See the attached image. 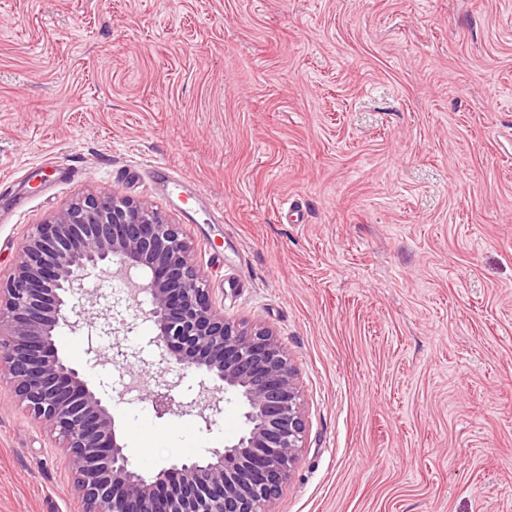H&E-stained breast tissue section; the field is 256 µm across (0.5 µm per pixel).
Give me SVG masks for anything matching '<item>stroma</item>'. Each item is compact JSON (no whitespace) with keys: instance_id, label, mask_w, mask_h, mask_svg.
I'll list each match as a JSON object with an SVG mask.
<instances>
[{"instance_id":"obj_1","label":"stroma","mask_w":512,"mask_h":512,"mask_svg":"<svg viewBox=\"0 0 512 512\" xmlns=\"http://www.w3.org/2000/svg\"><path fill=\"white\" fill-rule=\"evenodd\" d=\"M90 190L183 225L213 303L283 342L306 433L274 512H512V0H0V272ZM134 320L55 342L197 388ZM223 408L112 405L146 471L234 440ZM0 512H84L4 382ZM154 179L159 188L172 198L179 199L182 194L189 191V186L186 183L171 178L168 168L164 164L154 166Z\"/></svg>"}]
</instances>
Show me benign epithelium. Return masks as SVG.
Returning a JSON list of instances; mask_svg holds the SVG:
<instances>
[{"instance_id":"1","label":"benign epithelium","mask_w":512,"mask_h":512,"mask_svg":"<svg viewBox=\"0 0 512 512\" xmlns=\"http://www.w3.org/2000/svg\"><path fill=\"white\" fill-rule=\"evenodd\" d=\"M138 271V293L150 298L143 318L156 334L158 370L169 358L195 368L198 391L185 399L157 381L150 392L158 415H191L211 427L223 413L219 394L243 405V433L206 459H186L145 476L127 455L112 406L87 374L59 354L57 329H97L111 306L92 312L70 305L98 297L86 276ZM0 376L16 401L65 448L74 489L85 512H272L303 448L306 421L297 370L267 327H248L224 314L191 258L183 228L150 204L116 192H89L36 225L21 244L13 271L0 279ZM112 357L89 347V361L125 368L127 353Z\"/></svg>"}]
</instances>
